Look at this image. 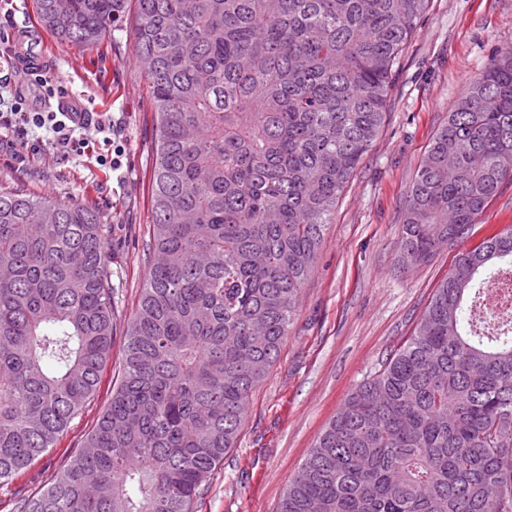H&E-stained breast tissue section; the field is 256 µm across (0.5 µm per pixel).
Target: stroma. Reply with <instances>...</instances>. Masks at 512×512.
Wrapping results in <instances>:
<instances>
[{
  "mask_svg": "<svg viewBox=\"0 0 512 512\" xmlns=\"http://www.w3.org/2000/svg\"><path fill=\"white\" fill-rule=\"evenodd\" d=\"M29 31L41 65L63 74L73 98L96 116L121 120V170L99 167L104 149L96 127L92 148L65 165L50 155L19 164L0 152V183L23 185L99 209L106 219L112 282L113 340L99 389L54 448L20 478L0 485V512H16L20 496L50 482L95 425L121 377L126 331L152 257L147 251L156 114L145 67L134 50V17L87 49L44 29L34 0H0ZM512 44V0H430L391 78L385 121L347 184L313 268L300 288L288 334L265 380L250 396L244 425L224 461L205 482L194 512H279L289 479L347 395L377 373L410 336L458 251L512 227V177L505 178L458 246L429 261H398L401 217L424 152L448 111L495 52Z\"/></svg>",
  "mask_w": 512,
  "mask_h": 512,
  "instance_id": "obj_1",
  "label": "stroma"
}]
</instances>
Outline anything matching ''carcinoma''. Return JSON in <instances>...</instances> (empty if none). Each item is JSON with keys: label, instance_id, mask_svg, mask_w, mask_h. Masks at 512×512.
I'll return each mask as SVG.
<instances>
[{"label": "carcinoma", "instance_id": "obj_1", "mask_svg": "<svg viewBox=\"0 0 512 512\" xmlns=\"http://www.w3.org/2000/svg\"><path fill=\"white\" fill-rule=\"evenodd\" d=\"M430 0H135L157 113V257L112 400L19 512H192L235 447L326 225ZM128 0H35L93 46ZM512 173V45L470 81L408 191L402 262L456 245ZM99 210L0 185V483L54 447L112 350ZM512 228L461 251L359 384L279 512H512V312L481 309Z\"/></svg>", "mask_w": 512, "mask_h": 512}]
</instances>
